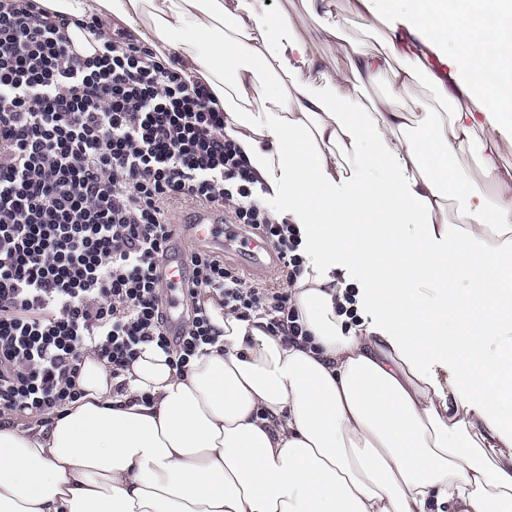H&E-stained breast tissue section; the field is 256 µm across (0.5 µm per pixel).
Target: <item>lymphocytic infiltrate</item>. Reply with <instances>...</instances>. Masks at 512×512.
I'll return each instance as SVG.
<instances>
[{
	"label": "lymphocytic infiltrate",
	"mask_w": 512,
	"mask_h": 512,
	"mask_svg": "<svg viewBox=\"0 0 512 512\" xmlns=\"http://www.w3.org/2000/svg\"><path fill=\"white\" fill-rule=\"evenodd\" d=\"M81 27L92 55L72 51L64 16L0 0V417L59 416L82 396L89 352L118 377L153 343L185 373L215 341L207 294L286 342L304 334L289 291L308 271L301 234L258 202L210 87L95 16ZM182 202L230 208L273 248L282 282L190 252L192 313L172 336L156 270Z\"/></svg>",
	"instance_id": "f902f5d3"
}]
</instances>
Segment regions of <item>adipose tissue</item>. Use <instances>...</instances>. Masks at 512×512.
<instances>
[{
  "label": "adipose tissue",
  "instance_id": "adipose-tissue-1",
  "mask_svg": "<svg viewBox=\"0 0 512 512\" xmlns=\"http://www.w3.org/2000/svg\"><path fill=\"white\" fill-rule=\"evenodd\" d=\"M34 2L70 35L92 13L201 77L275 218L310 228L324 260L326 229L395 221L345 246L383 321L347 324L344 283L318 271L291 288L308 339L211 300L217 341L185 374L147 343L116 394L87 356L82 398L52 425L0 423V512H512V0H351L363 27L400 14L448 47L445 79L399 30L372 48L333 25L318 48L263 0ZM423 76L431 95L408 97ZM470 145L492 198L459 166ZM428 358L456 365L447 387Z\"/></svg>",
  "mask_w": 512,
  "mask_h": 512
}]
</instances>
